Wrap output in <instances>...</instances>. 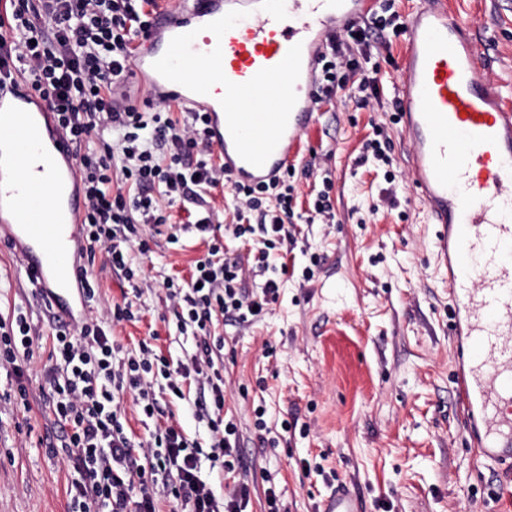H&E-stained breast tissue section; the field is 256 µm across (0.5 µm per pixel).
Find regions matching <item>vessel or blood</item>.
<instances>
[{"instance_id":"b4317fda","label":"vessel or blood","mask_w":512,"mask_h":512,"mask_svg":"<svg viewBox=\"0 0 512 512\" xmlns=\"http://www.w3.org/2000/svg\"><path fill=\"white\" fill-rule=\"evenodd\" d=\"M374 0H181L159 11L129 62L150 93L206 112L234 182L278 177L316 124V60L335 23ZM472 26L448 0L404 19L396 117L409 181L438 226L448 272L455 391L479 457L512 469V110L481 62ZM73 147L30 89L0 90V213L25 275L60 304L77 278L71 248L84 202L69 194ZM322 512H363L346 486Z\"/></svg>"}]
</instances>
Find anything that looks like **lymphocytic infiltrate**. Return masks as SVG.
<instances>
[{
	"mask_svg": "<svg viewBox=\"0 0 512 512\" xmlns=\"http://www.w3.org/2000/svg\"><path fill=\"white\" fill-rule=\"evenodd\" d=\"M156 7V0H9L0 14V85L28 76L74 146L85 203L81 256L105 254L113 274L134 288L157 237L177 244L193 232L206 243L190 281L164 283L176 329L194 337L195 352L173 361L145 341L137 351L124 350L110 326L134 319L125 300L109 305L107 326L54 316L51 364L35 380L24 366L33 357L36 328L28 308L20 306L0 318V369L16 378V405L40 401L54 432L44 439L45 450L64 455L74 474L67 487L69 512H157L163 494L185 512H244L247 483L219 496L200 477L201 457L228 471L243 461L237 428L223 416L224 344L212 339L213 319L227 315L244 323L275 300L288 264L272 262L270 251L294 215L295 170L287 168L267 184L232 182L214 160L206 113L177 115L163 99L148 111L129 104V58L136 41L149 36ZM393 7L394 0H380L378 13L330 38L317 58L319 100L335 95L358 66L346 54L344 39L361 43L383 35L399 19ZM226 185L259 217L258 224L233 228L239 238L262 236L248 263L227 256L221 227L213 222L209 196ZM185 201L198 209L195 222L173 223L172 207ZM250 265L266 276L256 293L244 286ZM160 378L179 399L185 385H195L197 416L210 431L208 448L176 425L159 424L163 410L154 383ZM128 394L156 422L147 438H137L126 422L122 403Z\"/></svg>",
	"mask_w": 512,
	"mask_h": 512,
	"instance_id": "f902f5d3",
	"label": "lymphocytic infiltrate"
}]
</instances>
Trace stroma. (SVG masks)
Wrapping results in <instances>:
<instances>
[{
    "label": "stroma",
    "instance_id": "1",
    "mask_svg": "<svg viewBox=\"0 0 512 512\" xmlns=\"http://www.w3.org/2000/svg\"><path fill=\"white\" fill-rule=\"evenodd\" d=\"M476 26L484 66L512 106V0H449ZM402 36L387 33L373 54L379 92L357 106L349 89L322 103L320 117L294 156L288 227L289 271L278 298L256 321L214 323L223 338L224 417L240 434L248 483L246 512H265L267 487L282 512H319L346 484L366 512H496L512 473L478 457L468 414L452 383L448 281L437 263V230L408 178V145L390 121ZM386 125L388 162L363 159V146ZM331 176L333 215L312 218ZM206 250L194 235L181 249L160 243L145 261L139 292L111 272L100 275L99 301L67 302L81 317L105 319L128 298L134 321L114 325L129 349L141 341L172 359L193 351L177 336L165 279L190 280ZM29 307L47 329L49 312L32 295L17 253L0 242V317ZM14 376L0 369V512H68L71 472L46 454L39 403L12 409ZM269 431L259 433L257 419ZM289 430H282L281 422Z\"/></svg>",
    "mask_w": 512,
    "mask_h": 512
}]
</instances>
